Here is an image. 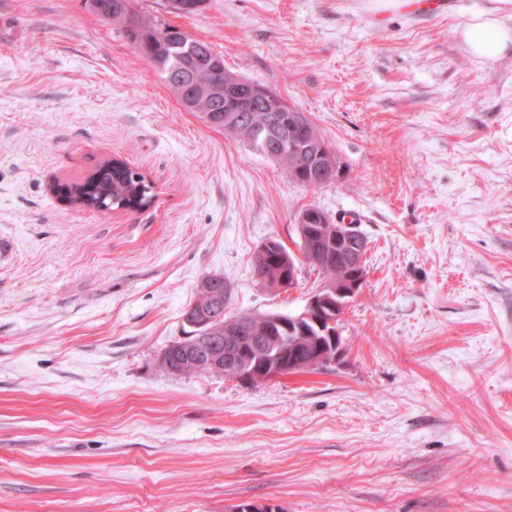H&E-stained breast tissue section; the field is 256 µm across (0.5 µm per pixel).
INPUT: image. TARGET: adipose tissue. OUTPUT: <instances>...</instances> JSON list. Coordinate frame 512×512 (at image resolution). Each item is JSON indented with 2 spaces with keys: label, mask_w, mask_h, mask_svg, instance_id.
Returning <instances> with one entry per match:
<instances>
[{
  "label": "adipose tissue",
  "mask_w": 512,
  "mask_h": 512,
  "mask_svg": "<svg viewBox=\"0 0 512 512\" xmlns=\"http://www.w3.org/2000/svg\"><path fill=\"white\" fill-rule=\"evenodd\" d=\"M493 10L473 13L456 34L473 57L496 60L512 48V0H496Z\"/></svg>",
  "instance_id": "adipose-tissue-1"
}]
</instances>
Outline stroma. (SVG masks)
<instances>
[{"mask_svg":"<svg viewBox=\"0 0 512 512\" xmlns=\"http://www.w3.org/2000/svg\"><path fill=\"white\" fill-rule=\"evenodd\" d=\"M493 5L134 0L309 113L342 175L307 189L85 0H0V512H512V50L454 33ZM112 157L153 206L53 193ZM310 205L369 241L341 356L258 382L162 369L205 276L232 313L304 311L317 272L274 292L252 260L298 251Z\"/></svg>","mask_w":512,"mask_h":512,"instance_id":"35a3bbf8","label":"stroma"}]
</instances>
